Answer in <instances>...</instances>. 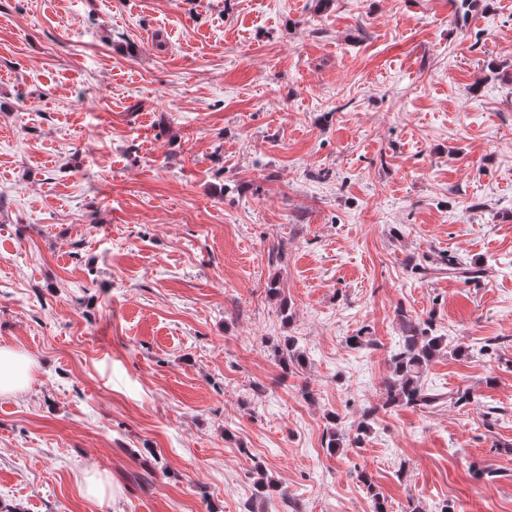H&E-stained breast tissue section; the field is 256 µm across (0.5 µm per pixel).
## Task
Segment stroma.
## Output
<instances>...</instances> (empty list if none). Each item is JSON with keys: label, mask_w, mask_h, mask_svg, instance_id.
<instances>
[{"label": "stroma", "mask_w": 512, "mask_h": 512, "mask_svg": "<svg viewBox=\"0 0 512 512\" xmlns=\"http://www.w3.org/2000/svg\"><path fill=\"white\" fill-rule=\"evenodd\" d=\"M6 342L0 512H512V0H0ZM420 323L405 326L403 346L394 352L390 361L393 373L384 382L383 407L394 405L429 406L440 399L438 394L425 389L420 381L424 368L441 350L442 336L432 334V328ZM32 362L23 351L0 346V396H16L28 386Z\"/></svg>", "instance_id": "obj_1"}]
</instances>
